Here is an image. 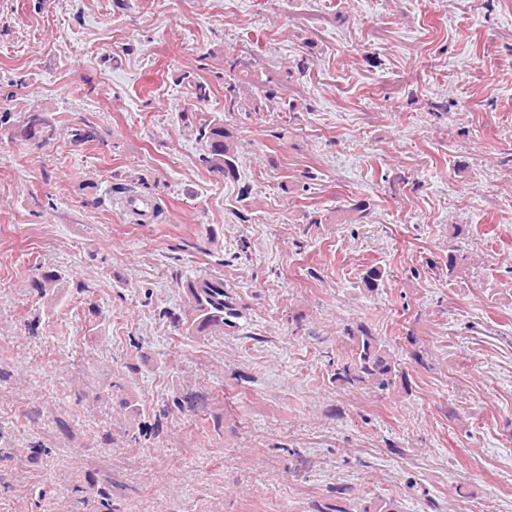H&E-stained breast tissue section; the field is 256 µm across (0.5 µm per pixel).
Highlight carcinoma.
<instances>
[{
    "instance_id": "obj_1",
    "label": "carcinoma",
    "mask_w": 512,
    "mask_h": 512,
    "mask_svg": "<svg viewBox=\"0 0 512 512\" xmlns=\"http://www.w3.org/2000/svg\"><path fill=\"white\" fill-rule=\"evenodd\" d=\"M272 102L269 95L255 97L250 101L243 99L240 88L234 83L224 85V111L233 112L249 108L255 112ZM31 126L20 130L15 126L14 115L0 112V135L10 139H19L36 147L52 141L57 134V121L50 112L30 113ZM199 134L205 140L206 150L202 162L212 171L222 175H232L235 171L237 146L233 136L224 128V124L212 120L199 128ZM69 279V275L52 269L34 280L32 288L44 298L48 292ZM188 297V312L183 317H171L173 327L181 335L206 336L224 332V328L233 327L239 310L231 291L224 286V278L210 276L189 279L185 284ZM345 337L351 345V355L337 365L332 378L337 383L352 387L372 386L380 391H390L407 383L401 364L392 357L378 339L364 326L345 330Z\"/></svg>"
}]
</instances>
